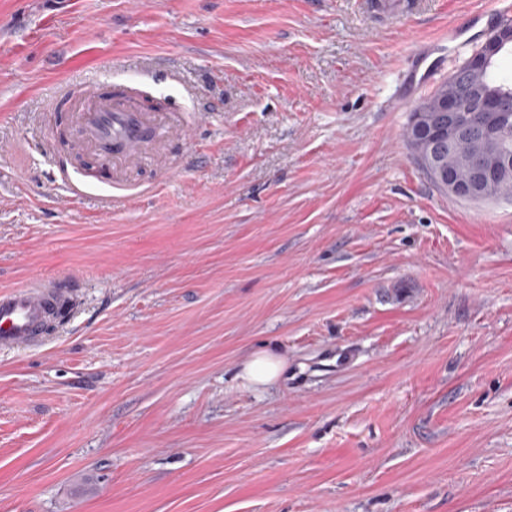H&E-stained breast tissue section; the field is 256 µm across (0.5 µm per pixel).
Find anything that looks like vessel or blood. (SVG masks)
Masks as SVG:
<instances>
[{"instance_id": "obj_1", "label": "vessel or blood", "mask_w": 512, "mask_h": 512, "mask_svg": "<svg viewBox=\"0 0 512 512\" xmlns=\"http://www.w3.org/2000/svg\"><path fill=\"white\" fill-rule=\"evenodd\" d=\"M485 9L470 11L464 24L449 26L442 39L418 46L405 66L407 88L429 83L442 58V46H455L471 29L488 19ZM50 115H63L67 127L78 131L94 160L86 176L92 183L112 186L113 201L124 200L120 175L159 140L185 136L188 122L180 112L157 108L137 86L124 82H83L67 85L50 100ZM57 286L34 283L0 292V346L32 344L56 306Z\"/></svg>"}]
</instances>
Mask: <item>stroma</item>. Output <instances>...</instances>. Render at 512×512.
<instances>
[{"label": "stroma", "mask_w": 512, "mask_h": 512, "mask_svg": "<svg viewBox=\"0 0 512 512\" xmlns=\"http://www.w3.org/2000/svg\"><path fill=\"white\" fill-rule=\"evenodd\" d=\"M369 2L0 0V290L79 282L0 348V512H512V202L438 190L403 136L434 87L394 102L504 2ZM115 76L192 125L113 209L43 143ZM495 11H488L486 9H476L468 12L465 15V25H452L448 26L442 38L437 41H428L419 45L410 60L406 63L405 83L407 89L418 87L420 84L429 83L436 75L438 64L444 53L441 52V47H448V53L455 46L457 41L471 28L496 16V13L490 14ZM467 26V28H464ZM447 46H446V44ZM284 367L282 357L273 350L253 352L244 362L242 378L252 386H266L278 379Z\"/></svg>", "instance_id": "obj_1"}]
</instances>
